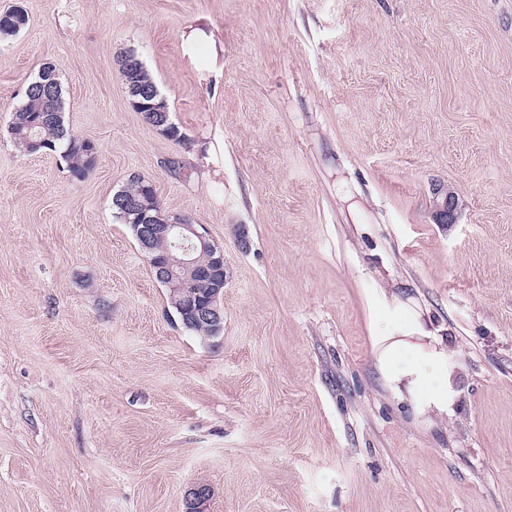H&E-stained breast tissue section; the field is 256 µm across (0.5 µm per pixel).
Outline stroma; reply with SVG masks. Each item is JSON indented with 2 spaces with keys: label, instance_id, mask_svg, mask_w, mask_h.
I'll list each match as a JSON object with an SVG mask.
<instances>
[{
  "label": "stroma",
  "instance_id": "35a3bbf8",
  "mask_svg": "<svg viewBox=\"0 0 512 512\" xmlns=\"http://www.w3.org/2000/svg\"><path fill=\"white\" fill-rule=\"evenodd\" d=\"M0 512H512V0H0ZM137 53L183 135L149 125ZM97 162L14 144L44 63ZM224 248V330L176 325L112 198ZM456 193L434 220L432 189ZM247 246H240L239 236ZM402 301L458 396L377 367ZM434 218L439 224H452L456 221V196L455 192L448 188V185H436L433 188ZM212 495V489L208 484L194 482L185 492L184 512H201L202 506Z\"/></svg>",
  "mask_w": 512,
  "mask_h": 512
}]
</instances>
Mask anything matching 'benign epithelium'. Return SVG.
Returning <instances> with one entry per match:
<instances>
[{"mask_svg":"<svg viewBox=\"0 0 512 512\" xmlns=\"http://www.w3.org/2000/svg\"><path fill=\"white\" fill-rule=\"evenodd\" d=\"M140 100L132 102L136 111L151 116V126L178 140L180 134L169 121L168 113L155 108L151 90L138 93ZM124 208L135 212L141 223L133 225L134 237L148 260L154 279L171 295L178 297L177 311L187 325L205 324L210 337L218 336L224 328V249L208 236L201 224L193 223L185 216L177 215L166 224H159L148 215V206L129 199ZM434 218L438 224L456 223L455 192L446 185L433 188ZM166 240L170 248L162 256L155 253V242ZM209 254L210 264L198 263L197 253ZM212 495L209 485L195 482L185 492L184 512H201L202 506Z\"/></svg>","mask_w":512,"mask_h":512,"instance_id":"7a95c632","label":"benign epithelium"}]
</instances>
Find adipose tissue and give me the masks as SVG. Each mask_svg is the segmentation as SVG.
Here are the masks:
<instances>
[{
  "label": "adipose tissue",
  "instance_id": "adipose-tissue-1",
  "mask_svg": "<svg viewBox=\"0 0 512 512\" xmlns=\"http://www.w3.org/2000/svg\"><path fill=\"white\" fill-rule=\"evenodd\" d=\"M375 314L390 327L391 333L376 339V359L391 391L426 413L448 415L457 389L448 365V346L441 339L414 344L408 333L417 328L400 304L382 300Z\"/></svg>",
  "mask_w": 512,
  "mask_h": 512
}]
</instances>
